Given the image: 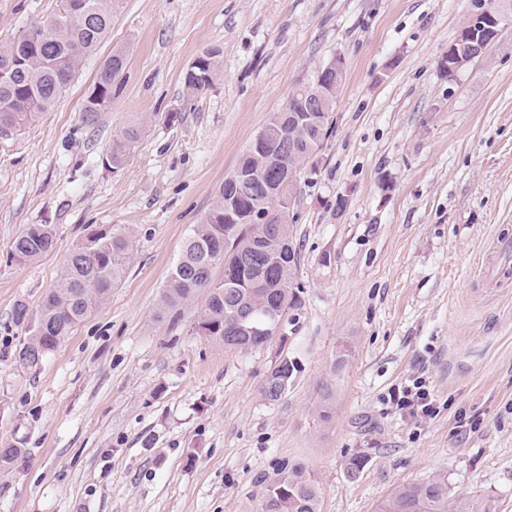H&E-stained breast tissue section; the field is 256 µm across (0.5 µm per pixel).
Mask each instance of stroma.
I'll use <instances>...</instances> for the list:
<instances>
[{
	"mask_svg": "<svg viewBox=\"0 0 512 512\" xmlns=\"http://www.w3.org/2000/svg\"><path fill=\"white\" fill-rule=\"evenodd\" d=\"M470 0H122L98 54L55 105L0 137V512H257L259 476L284 460L314 475L321 512H378L401 485L440 474L452 493L512 512V9L485 53L438 67ZM59 0H0V41ZM127 66L95 122L83 108L114 47ZM220 75L188 97L189 64ZM345 81L290 208L298 307L287 341L227 351L194 330L195 298L162 295L184 242L269 113L315 69ZM142 128L126 164L113 137ZM29 224L55 245L8 254ZM125 225L130 267L40 370L16 364L37 307L90 230ZM296 364L277 401L261 386ZM426 378L439 415L413 426L386 403ZM335 389L321 417V387ZM477 427L459 431L458 414ZM363 467L350 475L353 458ZM201 57H206L205 68L197 69V73L205 74L207 76L197 77L193 75H184V87L187 95L198 96L210 88L219 74V51L216 49H209L200 54ZM55 244V231L50 224H29L16 235L10 245L13 259L22 263L40 258Z\"/></svg>",
	"mask_w": 512,
	"mask_h": 512,
	"instance_id": "1",
	"label": "stroma"
}]
</instances>
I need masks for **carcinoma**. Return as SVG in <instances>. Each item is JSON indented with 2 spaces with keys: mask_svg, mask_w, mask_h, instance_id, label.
<instances>
[{
  "mask_svg": "<svg viewBox=\"0 0 512 512\" xmlns=\"http://www.w3.org/2000/svg\"><path fill=\"white\" fill-rule=\"evenodd\" d=\"M46 18L47 32L38 46L17 38L0 44V130L25 129L35 117L51 109L78 70L81 58L95 51L108 35L112 17L121 0H87L89 18ZM205 67L184 77L187 95L198 96L210 88L219 74V51L201 53ZM126 68L125 51L114 48L102 61L96 81L86 98L89 121L108 109L113 88L121 84ZM255 139L219 186L207 212L194 225L182 255L173 268L163 305L175 308L205 295L195 329L226 350H244L272 343L279 331L278 319L285 309L297 307L301 285L297 280L298 252L291 225L279 223V214L290 207L293 184L280 191L279 144L288 139L287 154L293 167L310 157L318 143L315 126L300 128L288 122V113L272 112ZM138 129L131 127L112 139L108 157L112 168L127 162ZM253 211L267 214L268 223L253 224ZM55 244L50 224H29L10 245L13 259L22 263L40 258ZM132 259V241L122 224L96 228L77 242L54 288L37 311L28 313L26 303H16L15 320L26 325L28 341L19 349L16 363L36 369L59 343L117 287ZM295 365L280 360L267 373L262 392L277 401L288 388ZM259 512H321L316 480L311 472L284 461L273 476H263ZM380 512H493L490 497L453 494L448 479L432 476L404 484L380 506Z\"/></svg>",
  "mask_w": 512,
  "mask_h": 512,
  "instance_id": "1",
  "label": "carcinoma"
}]
</instances>
